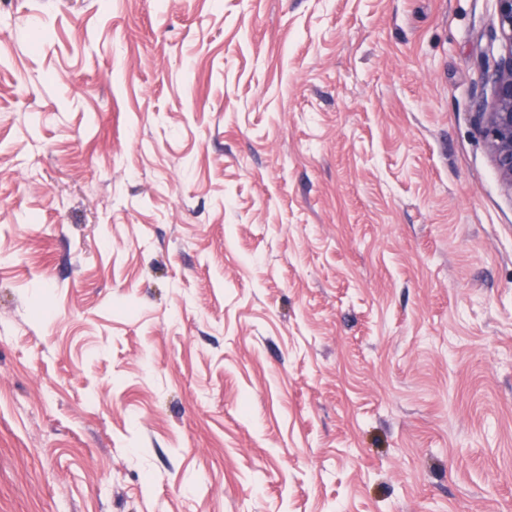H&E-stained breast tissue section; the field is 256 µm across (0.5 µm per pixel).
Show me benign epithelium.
Wrapping results in <instances>:
<instances>
[{"mask_svg": "<svg viewBox=\"0 0 512 512\" xmlns=\"http://www.w3.org/2000/svg\"><path fill=\"white\" fill-rule=\"evenodd\" d=\"M501 53L484 72L491 102L479 104L480 132L494 165L512 190V0H495Z\"/></svg>", "mask_w": 512, "mask_h": 512, "instance_id": "obj_1", "label": "benign epithelium"}]
</instances>
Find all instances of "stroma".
I'll list each match as a JSON object with an SVG mask.
<instances>
[{"mask_svg":"<svg viewBox=\"0 0 512 512\" xmlns=\"http://www.w3.org/2000/svg\"><path fill=\"white\" fill-rule=\"evenodd\" d=\"M499 49L495 0H0V512H512Z\"/></svg>","mask_w":512,"mask_h":512,"instance_id":"1","label":"stroma"}]
</instances>
